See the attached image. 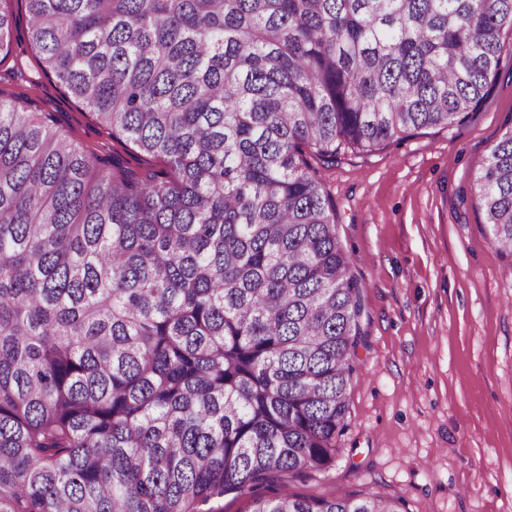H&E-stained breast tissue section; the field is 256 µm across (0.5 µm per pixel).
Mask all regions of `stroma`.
Segmentation results:
<instances>
[{"label": "stroma", "instance_id": "35a3bbf8", "mask_svg": "<svg viewBox=\"0 0 512 512\" xmlns=\"http://www.w3.org/2000/svg\"><path fill=\"white\" fill-rule=\"evenodd\" d=\"M0 57V94L30 100L90 157L134 171L157 160L113 138L44 75L25 0ZM512 127V60L482 108L320 175L338 235L363 285L341 452L329 475L288 479V493L401 499L406 512H512V281L471 194L487 150Z\"/></svg>", "mask_w": 512, "mask_h": 512}]
</instances>
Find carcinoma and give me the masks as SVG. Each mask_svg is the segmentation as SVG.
Wrapping results in <instances>:
<instances>
[{
  "label": "carcinoma",
  "instance_id": "1",
  "mask_svg": "<svg viewBox=\"0 0 512 512\" xmlns=\"http://www.w3.org/2000/svg\"><path fill=\"white\" fill-rule=\"evenodd\" d=\"M25 2L45 74L163 168L0 98V512H403L263 492L332 467L361 336L312 162L479 111L512 0ZM471 191L512 277V128Z\"/></svg>",
  "mask_w": 512,
  "mask_h": 512
}]
</instances>
